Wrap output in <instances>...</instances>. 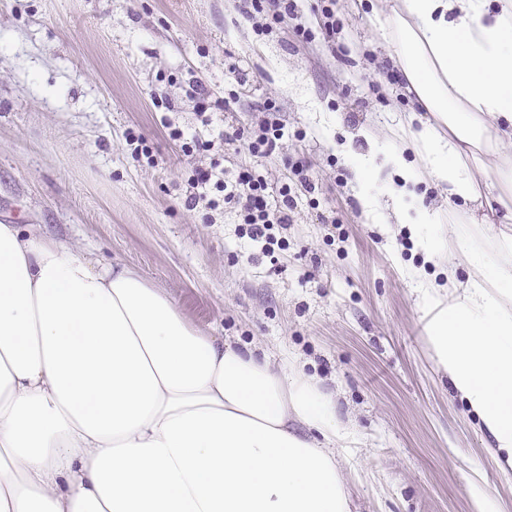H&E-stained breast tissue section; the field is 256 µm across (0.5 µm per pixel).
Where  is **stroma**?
<instances>
[{
	"instance_id": "1",
	"label": "stroma",
	"mask_w": 512,
	"mask_h": 512,
	"mask_svg": "<svg viewBox=\"0 0 512 512\" xmlns=\"http://www.w3.org/2000/svg\"><path fill=\"white\" fill-rule=\"evenodd\" d=\"M392 0H338L331 44L315 0L268 36L234 0H0V223L38 224L93 260L136 269L185 318L238 350L297 359L336 401L353 431L336 462L352 512H512V472L455 390L429 338L437 310L466 288L467 253L432 259L423 232L398 223L390 188L431 209L449 201L433 183H406L388 161L392 135L414 102L386 78L393 47L376 30ZM203 81L218 107L202 124L187 91ZM175 104L176 126L225 144V179L256 169L277 194L295 192L271 253L252 242L238 213L185 206L191 168L162 124L154 94ZM282 147L251 156L246 138L266 100ZM134 129L155 165L135 161ZM369 161L383 206L367 223L347 160ZM302 160L315 192L289 163Z\"/></svg>"
}]
</instances>
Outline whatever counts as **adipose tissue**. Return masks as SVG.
I'll return each mask as SVG.
<instances>
[{"label":"adipose tissue","mask_w":512,"mask_h":512,"mask_svg":"<svg viewBox=\"0 0 512 512\" xmlns=\"http://www.w3.org/2000/svg\"><path fill=\"white\" fill-rule=\"evenodd\" d=\"M385 24L432 121L390 156L512 224V0H398ZM403 223L464 220L393 193ZM430 325L439 364L512 470V272ZM350 428L299 368L232 349L127 266L0 224V512H351Z\"/></svg>","instance_id":"1"}]
</instances>
